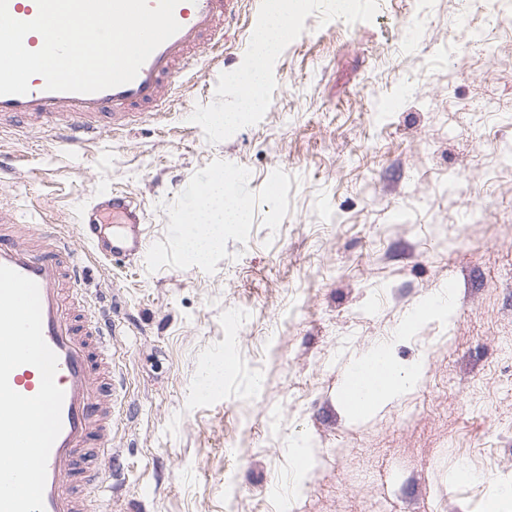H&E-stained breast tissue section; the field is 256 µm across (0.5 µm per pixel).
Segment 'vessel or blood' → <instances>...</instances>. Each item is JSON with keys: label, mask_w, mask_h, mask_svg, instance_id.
Returning a JSON list of instances; mask_svg holds the SVG:
<instances>
[{"label": "vessel or blood", "mask_w": 512, "mask_h": 512, "mask_svg": "<svg viewBox=\"0 0 512 512\" xmlns=\"http://www.w3.org/2000/svg\"><path fill=\"white\" fill-rule=\"evenodd\" d=\"M239 0H180L174 15L179 31L162 43L130 83L95 93L52 92L33 76L23 95H0V128L30 119L51 125L59 142L79 149L100 133L104 119L115 128L159 110L172 89L193 71L204 51L224 45V25L237 16ZM116 219L112 238L96 234L99 216ZM144 211L123 193L104 195L84 206L80 235L98 258L142 257ZM0 265L12 268L39 287L42 334L57 356L55 381L64 392L62 429L47 463L45 512H88L94 489L112 486V334L111 320L90 306L84 271L69 237L46 224H20L14 210L0 206ZM13 390L35 395L38 369L22 365L9 376Z\"/></svg>", "instance_id": "obj_1"}]
</instances>
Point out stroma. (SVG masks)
<instances>
[{"mask_svg": "<svg viewBox=\"0 0 512 512\" xmlns=\"http://www.w3.org/2000/svg\"><path fill=\"white\" fill-rule=\"evenodd\" d=\"M267 4L242 0L160 114L75 151L44 125L0 132V206L64 229L117 326L119 466L91 512H512V25L492 0L468 28L463 0H302L245 111L225 81ZM226 171L248 219L193 259L175 222ZM114 190L145 210L143 258L80 238ZM448 285L451 317L402 331ZM387 338L424 378L352 421L343 377ZM221 362L223 389L200 391Z\"/></svg>", "mask_w": 512, "mask_h": 512, "instance_id": "obj_1", "label": "stroma"}]
</instances>
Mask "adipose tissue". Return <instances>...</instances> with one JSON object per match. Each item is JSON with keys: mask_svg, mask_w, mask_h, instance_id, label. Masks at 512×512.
Returning <instances> with one entry per match:
<instances>
[{"mask_svg": "<svg viewBox=\"0 0 512 512\" xmlns=\"http://www.w3.org/2000/svg\"><path fill=\"white\" fill-rule=\"evenodd\" d=\"M287 13L283 0H277L270 11L268 23L256 40L254 60L250 71L241 82L245 103L261 104L260 87L265 59L287 39ZM201 207L191 220L203 225L200 233H188L184 248L193 258L200 259L218 247L224 240V227L245 221V208L228 192L226 180L206 182L200 194ZM424 376V364L415 361L400 364L393 356L390 344H381L353 359L346 379L352 386L345 403L353 420L366 419L419 385Z\"/></svg>", "mask_w": 512, "mask_h": 512, "instance_id": "adipose-tissue-1", "label": "adipose tissue"}]
</instances>
